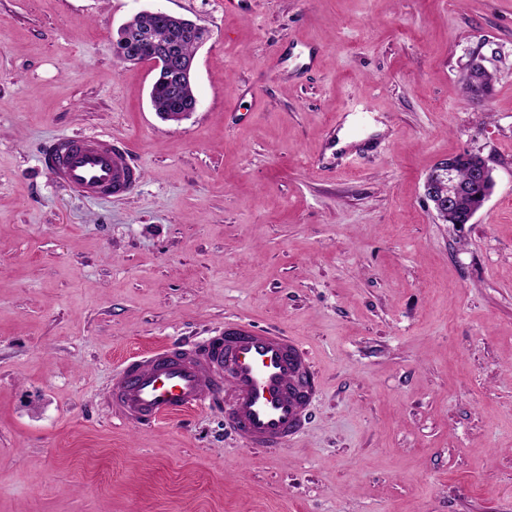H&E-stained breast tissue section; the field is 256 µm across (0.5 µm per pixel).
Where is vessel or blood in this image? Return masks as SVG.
<instances>
[{"label": "vessel or blood", "instance_id": "vessel-or-blood-1", "mask_svg": "<svg viewBox=\"0 0 512 512\" xmlns=\"http://www.w3.org/2000/svg\"><path fill=\"white\" fill-rule=\"evenodd\" d=\"M46 168L72 190L124 196L141 172L126 144L67 136L48 147ZM318 384L297 340L248 322L225 325L196 345H170L124 363L112 382V413L138 426L223 402L228 421L253 448L296 438Z\"/></svg>", "mask_w": 512, "mask_h": 512}]
</instances>
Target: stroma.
<instances>
[{"label": "stroma", "mask_w": 512, "mask_h": 512, "mask_svg": "<svg viewBox=\"0 0 512 512\" xmlns=\"http://www.w3.org/2000/svg\"><path fill=\"white\" fill-rule=\"evenodd\" d=\"M154 10L208 32L178 124L116 56ZM72 134L139 185L57 183ZM465 151L496 188L443 224L423 182ZM239 319L319 377L288 445L113 416L125 360ZM0 512H512V0H0ZM44 163L69 188L89 196L127 195L141 177L127 145L110 138H58L49 145Z\"/></svg>", "instance_id": "35a3bbf8"}]
</instances>
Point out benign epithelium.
Segmentation results:
<instances>
[{
	"label": "benign epithelium",
	"mask_w": 512,
	"mask_h": 512,
	"mask_svg": "<svg viewBox=\"0 0 512 512\" xmlns=\"http://www.w3.org/2000/svg\"><path fill=\"white\" fill-rule=\"evenodd\" d=\"M159 17L177 35V42L154 44L150 40L137 42L130 37H122L120 57L129 63L149 62L156 70V83L175 91L190 82L195 73L196 58L184 55L178 44L186 41L199 42L204 37V30L198 24L182 19L162 10L152 12ZM467 75L472 77L475 88H480L482 76H491L484 64V58L475 57L471 60ZM472 180L483 188V201L491 197L496 181L493 169L487 161H482L472 170ZM462 193V186L456 180L452 161L440 160L424 181V197L435 211L439 220L446 223L454 211Z\"/></svg>",
	"instance_id": "1"
}]
</instances>
